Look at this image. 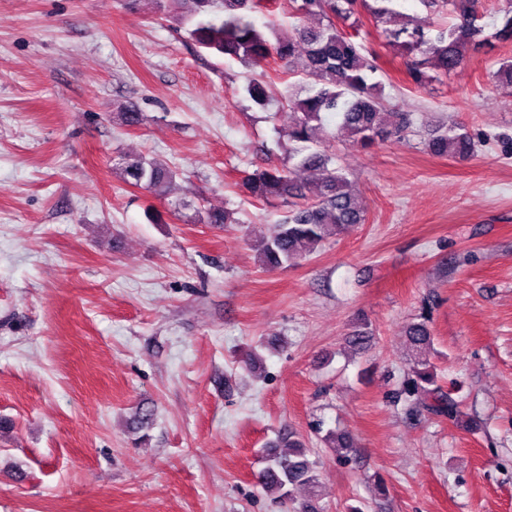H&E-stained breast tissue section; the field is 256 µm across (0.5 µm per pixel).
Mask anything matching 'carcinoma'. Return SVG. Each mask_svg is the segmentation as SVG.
<instances>
[{"label": "carcinoma", "instance_id": "obj_1", "mask_svg": "<svg viewBox=\"0 0 512 512\" xmlns=\"http://www.w3.org/2000/svg\"><path fill=\"white\" fill-rule=\"evenodd\" d=\"M172 5L177 22L196 45L206 52L232 58L251 68H261L277 60L298 77L280 94L283 106L295 114L283 137L288 141V160L292 167H267L249 175L245 188L260 201L293 200L270 235L256 241L257 262L265 270L297 263L313 253L325 240L351 224H361L365 212L358 197L349 190L335 157L314 133L324 129L329 115L340 119L356 145L364 150L390 140L402 139L411 126V114L392 112L386 103L385 85L373 80L383 72L380 57L356 41L361 11H367L376 24L405 17L400 11L404 0H291L288 33L274 21L260 23L254 0H166ZM431 13L448 16V23L436 33L403 28L392 37L408 57L407 75L418 88L427 87L441 76H448L467 61L470 51L488 42L478 24L482 0H419ZM501 26L494 38L512 42V0H502ZM303 17H316L318 24H300ZM342 23L353 29L347 33ZM495 87L512 93V59L502 60L492 72ZM245 96L264 109L274 92L265 75L252 77L243 87ZM428 149L438 156L465 161L475 152L472 133L458 123H438L427 129ZM310 173L308 184L296 182L293 170ZM123 182L136 187L167 193L179 170L163 159L124 156L118 166ZM304 203L298 204L296 200ZM198 221L222 227L235 224L234 212L208 208L198 212ZM406 341L412 351L409 383L405 392H421L429 410L456 419L460 408L450 393L438 384L430 359L434 337L427 317L411 323ZM153 410L139 405L132 417L133 429L149 428ZM263 467L257 479L262 489L273 495L283 512H324L316 489L319 474L304 442L293 432H283L268 442L261 456ZM299 489L309 490V498L296 500Z\"/></svg>", "mask_w": 512, "mask_h": 512}]
</instances>
